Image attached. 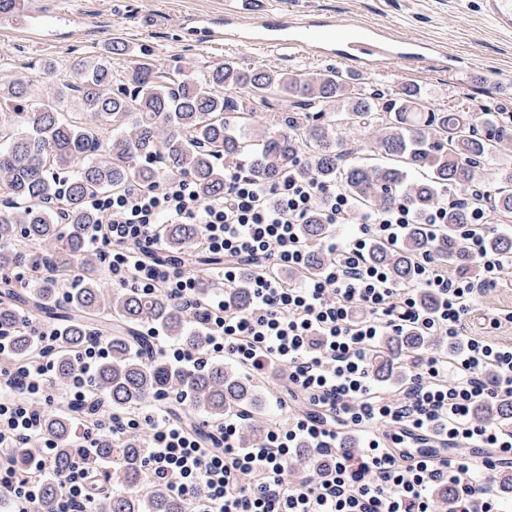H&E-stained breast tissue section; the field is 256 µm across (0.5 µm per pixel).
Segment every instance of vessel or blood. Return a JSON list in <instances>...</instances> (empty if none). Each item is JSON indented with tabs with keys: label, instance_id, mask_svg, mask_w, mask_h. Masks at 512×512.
I'll return each instance as SVG.
<instances>
[{
	"label": "vessel or blood",
	"instance_id": "1",
	"mask_svg": "<svg viewBox=\"0 0 512 512\" xmlns=\"http://www.w3.org/2000/svg\"><path fill=\"white\" fill-rule=\"evenodd\" d=\"M486 11L500 28H512V0H486ZM189 26L202 31L207 41H234L262 46L270 51L307 49L316 55L326 56L333 45H341L342 58L362 73L375 72L388 60H428L431 46L415 44L399 48L397 39L387 31L373 27L352 25L335 26L314 20L286 23L266 19L260 22L249 20L238 8L228 7L222 17L195 15ZM1 30L36 32L39 38L53 36L50 26L36 21L26 0H17L13 13L0 16Z\"/></svg>",
	"mask_w": 512,
	"mask_h": 512
}]
</instances>
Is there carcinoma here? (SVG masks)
Listing matches in <instances>:
<instances>
[{
  "label": "carcinoma",
  "mask_w": 512,
  "mask_h": 512,
  "mask_svg": "<svg viewBox=\"0 0 512 512\" xmlns=\"http://www.w3.org/2000/svg\"><path fill=\"white\" fill-rule=\"evenodd\" d=\"M126 52L124 43L112 42L110 54L80 64L75 80L58 91L60 96L77 93L80 112L65 114L50 99L33 112H13V103L39 96V86L18 78L0 86V193L5 196L0 209V272L25 264L35 279L24 291L0 279V325H15L23 314L57 315L62 287L76 279L65 298L72 314L60 318L61 338L53 353L56 377L64 380L73 373L92 326L107 322L111 355L95 372L91 402L104 401L117 411L163 403L164 396L177 389L187 398L172 402L173 408L219 422L230 410L255 414L259 400L253 384L224 363L189 371L153 357L150 337L140 329L147 321L199 350L207 347V337L191 327L183 310L164 294L144 296L130 288L114 289L106 281L97 259L87 252L82 230L97 220L85 207L89 195L107 194L132 182L152 187L164 176H189L205 202L224 193V166L245 157L253 177L263 182L291 171L338 185L366 211L406 200L424 214L438 205L443 190H468L509 137L487 112L428 109L420 89L411 85L381 108L374 97L352 93L348 76L340 71L294 76L228 61L204 80L193 81L176 66L144 59L127 72L132 93L120 96L112 93V57ZM237 89H247L255 98L276 91L288 102L289 115L248 133L251 113L239 111L226 95ZM131 112L138 119L126 128ZM89 115L99 125H90ZM371 130L376 132L373 148L388 161L368 164L349 158L342 149L343 136ZM100 152L109 153L112 161L97 162ZM491 172L498 185L490 196L492 219L511 223L512 168L494 167ZM467 223L469 212L450 206L446 223L433 231L415 224L397 247L378 244L371 257L403 283L412 280L415 263L426 253L465 276L475 266L459 238ZM328 232L317 214L303 226L304 238L311 243ZM198 234L195 224L165 225L168 252L191 258ZM486 246L491 251L512 250V237L491 233ZM228 294L245 308L247 278ZM403 344L416 353L440 341L410 335ZM35 351L30 336H13L14 357ZM377 372L394 382L407 375L405 366L396 367L387 359ZM508 407L507 401L483 404L475 416H505ZM47 425L58 444L57 471H64L78 452L92 467L110 462L119 472L122 487L97 484V512H143L145 506L150 512H187L185 502L166 488L147 483L138 442L105 437L95 448L76 449L74 417L50 410Z\"/></svg>",
  "instance_id": "cac0c4a2"
}]
</instances>
